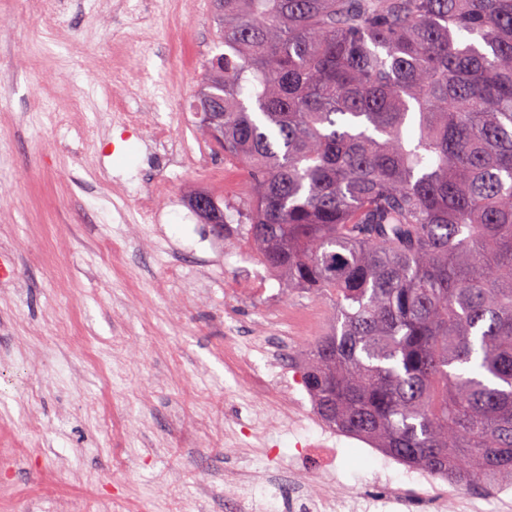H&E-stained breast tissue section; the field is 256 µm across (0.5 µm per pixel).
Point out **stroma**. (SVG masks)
<instances>
[{"instance_id":"35a3bbf8","label":"stroma","mask_w":512,"mask_h":512,"mask_svg":"<svg viewBox=\"0 0 512 512\" xmlns=\"http://www.w3.org/2000/svg\"><path fill=\"white\" fill-rule=\"evenodd\" d=\"M0 0V512H234L242 479L298 468L317 490L405 482L352 447L299 460L311 423L270 421L328 306L281 355L268 305L225 294L245 238L249 176L187 120L216 52L210 0ZM152 112L210 170L162 166ZM168 188L163 223L136 200ZM222 199L224 228L187 199ZM244 365L232 367L225 324Z\"/></svg>"}]
</instances>
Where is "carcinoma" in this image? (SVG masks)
<instances>
[{
	"mask_svg": "<svg viewBox=\"0 0 512 512\" xmlns=\"http://www.w3.org/2000/svg\"><path fill=\"white\" fill-rule=\"evenodd\" d=\"M202 133L246 239L328 301L320 420L474 486L512 480V0H212Z\"/></svg>",
	"mask_w": 512,
	"mask_h": 512,
	"instance_id": "carcinoma-1",
	"label": "carcinoma"
}]
</instances>
